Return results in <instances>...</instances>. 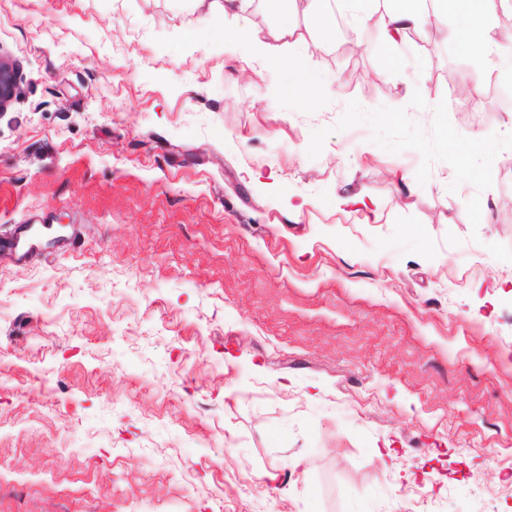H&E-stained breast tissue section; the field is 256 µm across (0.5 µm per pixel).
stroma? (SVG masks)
<instances>
[{
  "label": "stroma",
  "mask_w": 512,
  "mask_h": 512,
  "mask_svg": "<svg viewBox=\"0 0 512 512\" xmlns=\"http://www.w3.org/2000/svg\"><path fill=\"white\" fill-rule=\"evenodd\" d=\"M206 11L0 0V234L74 235L0 251V512H512V59L340 27L297 107ZM16 75L9 61L0 56V112L16 97ZM36 234L37 230L31 224H15L8 236H0V249H14L19 259L25 260L32 250V241Z\"/></svg>",
  "instance_id": "stroma-1"
}]
</instances>
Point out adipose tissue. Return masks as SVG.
Instances as JSON below:
<instances>
[{"instance_id":"1","label":"adipose tissue","mask_w":512,"mask_h":512,"mask_svg":"<svg viewBox=\"0 0 512 512\" xmlns=\"http://www.w3.org/2000/svg\"><path fill=\"white\" fill-rule=\"evenodd\" d=\"M369 0H309L321 35L334 30L338 17L355 25L375 21L381 42L394 57L405 54L410 31L422 28L428 17L425 15L423 0H393V8L386 15L371 19L367 4ZM449 4L463 12L468 22H481L483 36H475L473 31H465L464 41L469 49L475 74H482L493 62V55L499 46L494 36V17L504 0H448ZM237 47L242 48L255 70L261 71L278 65L279 56L288 50L303 54L320 49L319 40L306 43L289 23H282L277 31L276 44H269L256 38L249 24L240 23L233 33Z\"/></svg>"}]
</instances>
